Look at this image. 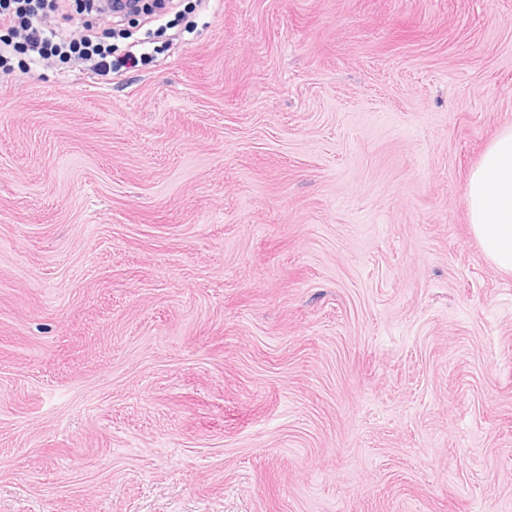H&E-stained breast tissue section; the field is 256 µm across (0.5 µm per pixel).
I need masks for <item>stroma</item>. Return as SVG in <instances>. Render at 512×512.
Returning a JSON list of instances; mask_svg holds the SVG:
<instances>
[{
  "label": "stroma",
  "instance_id": "1",
  "mask_svg": "<svg viewBox=\"0 0 512 512\" xmlns=\"http://www.w3.org/2000/svg\"><path fill=\"white\" fill-rule=\"evenodd\" d=\"M130 31L105 80L0 27V512H512V0ZM467 188L472 234L498 270L512 273V127L488 145Z\"/></svg>",
  "mask_w": 512,
  "mask_h": 512
}]
</instances>
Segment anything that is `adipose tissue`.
<instances>
[{
  "instance_id": "obj_1",
  "label": "adipose tissue",
  "mask_w": 512,
  "mask_h": 512,
  "mask_svg": "<svg viewBox=\"0 0 512 512\" xmlns=\"http://www.w3.org/2000/svg\"><path fill=\"white\" fill-rule=\"evenodd\" d=\"M467 188L472 234L498 270L512 273V127L488 145Z\"/></svg>"
}]
</instances>
